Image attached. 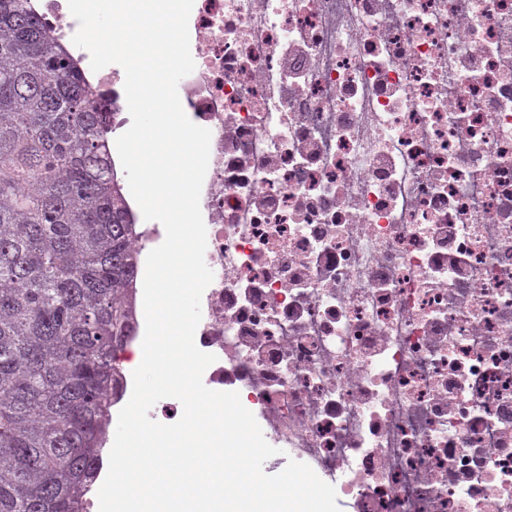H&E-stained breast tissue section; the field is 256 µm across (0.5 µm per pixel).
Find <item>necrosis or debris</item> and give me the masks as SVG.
I'll list each match as a JSON object with an SVG mask.
<instances>
[{"label": "necrosis or debris", "instance_id": "necrosis-or-debris-1", "mask_svg": "<svg viewBox=\"0 0 512 512\" xmlns=\"http://www.w3.org/2000/svg\"><path fill=\"white\" fill-rule=\"evenodd\" d=\"M203 375L354 512H512V0H194Z\"/></svg>", "mask_w": 512, "mask_h": 512}]
</instances>
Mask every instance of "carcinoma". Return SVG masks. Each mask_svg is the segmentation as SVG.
Returning a JSON list of instances; mask_svg holds the SVG:
<instances>
[{"mask_svg": "<svg viewBox=\"0 0 512 512\" xmlns=\"http://www.w3.org/2000/svg\"><path fill=\"white\" fill-rule=\"evenodd\" d=\"M110 103L34 0H0V512H84L139 238Z\"/></svg>", "mask_w": 512, "mask_h": 512, "instance_id": "cac0c4a2", "label": "carcinoma"}]
</instances>
